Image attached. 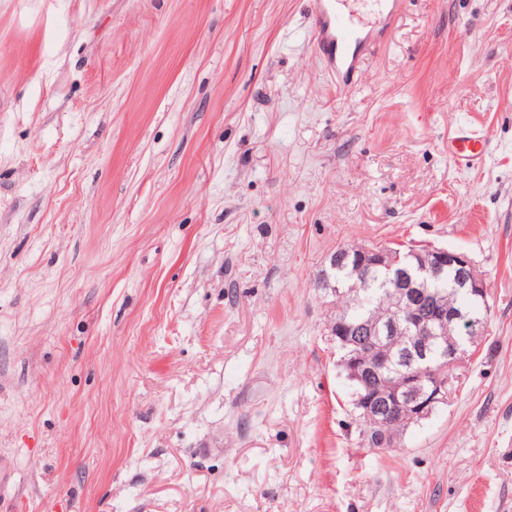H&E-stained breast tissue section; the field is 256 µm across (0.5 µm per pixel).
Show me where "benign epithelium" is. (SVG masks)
<instances>
[{"label":"benign epithelium","mask_w":512,"mask_h":512,"mask_svg":"<svg viewBox=\"0 0 512 512\" xmlns=\"http://www.w3.org/2000/svg\"><path fill=\"white\" fill-rule=\"evenodd\" d=\"M431 259H425L418 251H411L415 263H404L399 250L383 246L359 260V267L381 266L388 271L404 270L399 284L390 297L392 308L402 312L423 339L411 347L413 357L423 361L427 357L429 343L440 350L437 368L429 370L426 377L414 373H393L394 353L382 341L396 323L369 322L370 335L377 343L370 357L354 351L344 360L347 380L354 389L357 404L363 408L368 422L379 424L390 420L412 422L427 416L433 406L448 402L449 381L440 373L463 359L466 352L460 349L456 336L466 329L464 337L468 346L477 345L482 333L480 320L463 319L448 310V303L439 296H432L425 288L427 279L448 267L459 270V284L474 296H485V284L475 264L464 254L447 249H432Z\"/></svg>","instance_id":"benign-epithelium-1"}]
</instances>
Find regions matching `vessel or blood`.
Segmentation results:
<instances>
[{
  "label": "vessel or blood",
  "mask_w": 512,
  "mask_h": 512,
  "mask_svg": "<svg viewBox=\"0 0 512 512\" xmlns=\"http://www.w3.org/2000/svg\"><path fill=\"white\" fill-rule=\"evenodd\" d=\"M356 0H313L312 31L317 54L325 71L337 82L349 84L358 74L367 52L384 43L406 0H376L378 8L370 19H361ZM448 152L457 165L470 169L481 164L484 137L465 124L448 131Z\"/></svg>",
  "instance_id": "obj_1"
}]
</instances>
